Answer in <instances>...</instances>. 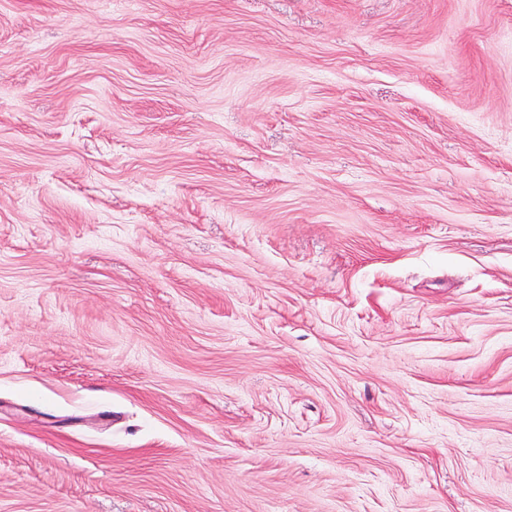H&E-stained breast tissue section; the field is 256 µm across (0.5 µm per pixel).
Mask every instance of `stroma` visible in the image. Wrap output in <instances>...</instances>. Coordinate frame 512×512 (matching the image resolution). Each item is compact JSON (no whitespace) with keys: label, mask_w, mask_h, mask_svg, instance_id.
<instances>
[{"label":"stroma","mask_w":512,"mask_h":512,"mask_svg":"<svg viewBox=\"0 0 512 512\" xmlns=\"http://www.w3.org/2000/svg\"><path fill=\"white\" fill-rule=\"evenodd\" d=\"M0 512H512V0H0Z\"/></svg>","instance_id":"1"}]
</instances>
